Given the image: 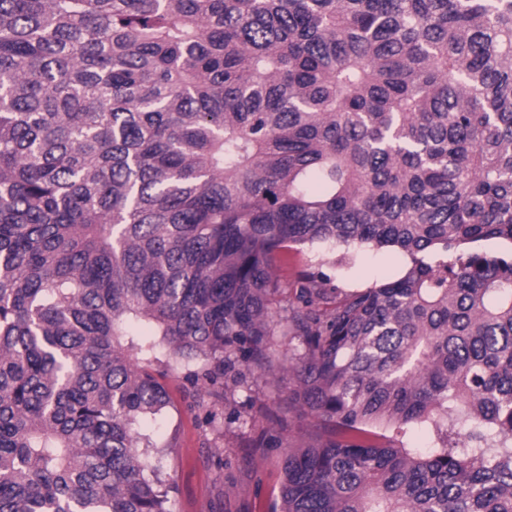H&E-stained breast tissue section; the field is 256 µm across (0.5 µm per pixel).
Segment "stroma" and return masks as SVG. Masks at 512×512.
<instances>
[{"mask_svg":"<svg viewBox=\"0 0 512 512\" xmlns=\"http://www.w3.org/2000/svg\"><path fill=\"white\" fill-rule=\"evenodd\" d=\"M336 260V255H321L314 247L295 246L280 254L279 274L288 287L273 314L278 325L286 323L302 272L319 271L347 292L395 279L409 263L395 250L369 245L350 252L344 267H337ZM155 355L170 404L164 415L146 419L141 428L163 448L154 462L171 486L176 512H269L282 481V451L251 449L252 440L269 432L281 444H292L316 424L315 418L294 413L285 429L273 430L264 418V409L282 407L280 389L292 385V377H247L228 402L219 404L216 420L210 423L193 394L186 368L168 366L164 344H157Z\"/></svg>","mask_w":512,"mask_h":512,"instance_id":"35a3bbf8","label":"stroma"}]
</instances>
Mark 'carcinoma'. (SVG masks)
<instances>
[{
	"instance_id": "1",
	"label": "carcinoma",
	"mask_w": 512,
	"mask_h": 512,
	"mask_svg": "<svg viewBox=\"0 0 512 512\" xmlns=\"http://www.w3.org/2000/svg\"><path fill=\"white\" fill-rule=\"evenodd\" d=\"M512 0H0V512H175L154 345L301 341L270 512H512ZM291 244L395 247L341 293ZM430 446L410 448L411 429ZM342 251L322 257L317 248L293 246L279 255L277 265L282 280L288 279L279 296L280 304L275 309L273 319L278 328L286 325L289 315V304L293 300L292 288L297 286V278L304 271L316 270L330 278V285H337L341 291L347 292L360 288H369L400 276L409 259L390 248L377 249L371 245H363L358 250L346 255L348 264L341 270L336 269V260ZM349 258V260H348ZM324 262L320 263V260Z\"/></svg>"
}]
</instances>
